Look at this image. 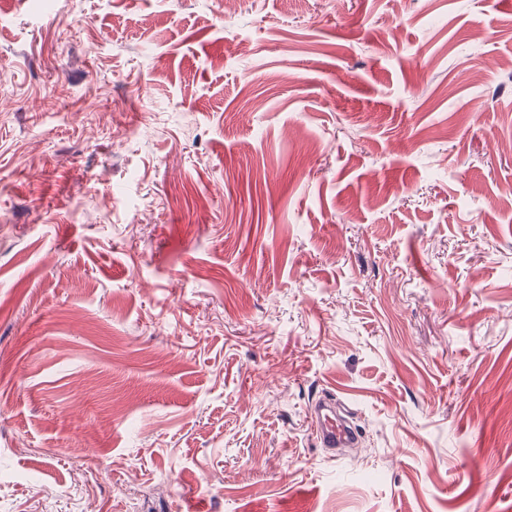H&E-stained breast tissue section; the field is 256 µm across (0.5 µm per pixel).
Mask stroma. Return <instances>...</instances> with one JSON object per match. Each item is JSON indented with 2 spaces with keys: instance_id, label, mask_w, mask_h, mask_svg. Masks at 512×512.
<instances>
[{
  "instance_id": "1",
  "label": "stroma",
  "mask_w": 512,
  "mask_h": 512,
  "mask_svg": "<svg viewBox=\"0 0 512 512\" xmlns=\"http://www.w3.org/2000/svg\"><path fill=\"white\" fill-rule=\"evenodd\" d=\"M510 184L512 0H0V512H512ZM311 427L320 448L336 450L359 445V435L349 419L341 414L336 399L316 403L308 411Z\"/></svg>"
}]
</instances>
